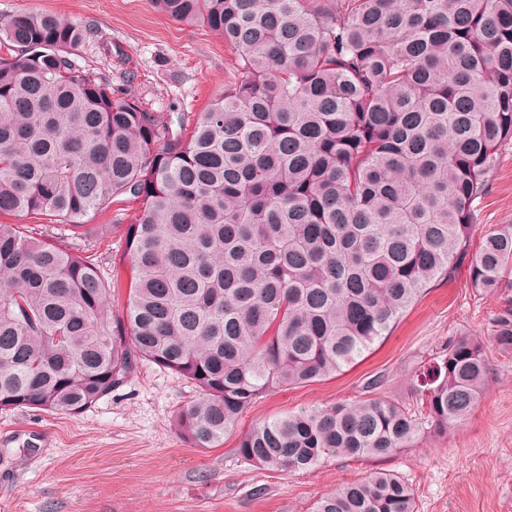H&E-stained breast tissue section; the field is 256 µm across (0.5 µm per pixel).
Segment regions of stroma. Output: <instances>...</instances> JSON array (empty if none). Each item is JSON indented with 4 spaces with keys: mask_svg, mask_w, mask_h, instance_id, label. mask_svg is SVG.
Returning <instances> with one entry per match:
<instances>
[{
    "mask_svg": "<svg viewBox=\"0 0 512 512\" xmlns=\"http://www.w3.org/2000/svg\"><path fill=\"white\" fill-rule=\"evenodd\" d=\"M48 11L93 27L74 59L131 95L161 121L200 112L234 78L223 39L158 12L151 0H0V24ZM512 224V145L489 176L475 238ZM496 299L475 293L469 269L424 294L357 364L336 376L267 392L241 415L223 446L194 448L175 432L195 396L185 379L144 362L127 382L78 416L33 408L0 411V512H312L341 484L385 469L412 488L417 512H512V355L489 349V392L448 438L427 439L384 460L343 457L285 475L239 460L240 433L274 416L379 395L410 400L408 379L449 336L491 334Z\"/></svg>",
    "mask_w": 512,
    "mask_h": 512,
    "instance_id": "stroma-1",
    "label": "stroma"
}]
</instances>
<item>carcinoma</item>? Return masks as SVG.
Returning <instances> with one entry per match:
<instances>
[{
    "instance_id": "cac0c4a2",
    "label": "carcinoma",
    "mask_w": 512,
    "mask_h": 512,
    "mask_svg": "<svg viewBox=\"0 0 512 512\" xmlns=\"http://www.w3.org/2000/svg\"><path fill=\"white\" fill-rule=\"evenodd\" d=\"M224 39L236 80L178 129L75 64L90 27L13 16L0 40V411L75 417L151 361L198 397L173 426L216 448L262 393L315 382L389 335L468 253L477 202L512 144V0H152ZM136 205L132 222L87 227ZM123 228L122 314L85 243ZM498 298L490 340L448 338L410 385L265 420L236 450L273 472L386 459L446 438L512 353V224L469 262ZM313 512H416L379 471Z\"/></svg>"
}]
</instances>
